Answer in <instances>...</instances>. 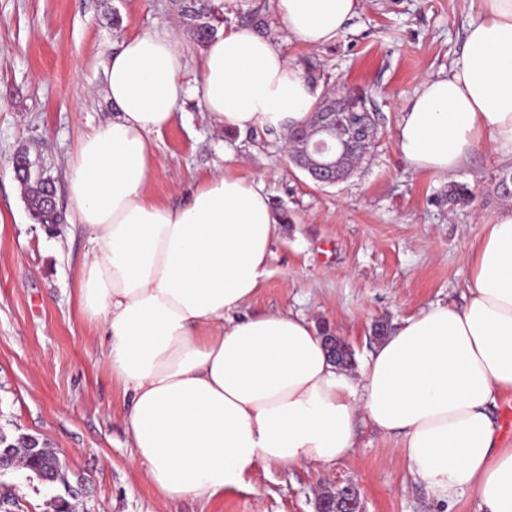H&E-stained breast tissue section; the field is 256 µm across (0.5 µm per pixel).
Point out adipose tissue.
I'll return each instance as SVG.
<instances>
[{"mask_svg":"<svg viewBox=\"0 0 512 512\" xmlns=\"http://www.w3.org/2000/svg\"><path fill=\"white\" fill-rule=\"evenodd\" d=\"M359 0H278L289 36L322 47ZM184 44L169 30L121 41L105 94L116 113L67 162L74 218L88 234L81 315L107 338L104 361L129 397L132 461L164 497L211 500L256 464L331 467L359 422L401 439L438 500L473 493L483 512H512V448L492 408L512 394V206L466 262L462 303L405 318L356 372L328 357L299 314H247L277 236L263 182L214 173L170 206L148 190L151 136L187 101L224 129L304 125L320 90L273 38L234 27L200 49L184 82ZM512 156V0H480L461 56L426 77L401 111L396 146L416 171L447 176L479 146Z\"/></svg>","mask_w":512,"mask_h":512,"instance_id":"obj_1","label":"adipose tissue"}]
</instances>
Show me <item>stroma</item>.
Returning a JSON list of instances; mask_svg holds the SVG:
<instances>
[{"label": "stroma", "mask_w": 512, "mask_h": 512, "mask_svg": "<svg viewBox=\"0 0 512 512\" xmlns=\"http://www.w3.org/2000/svg\"><path fill=\"white\" fill-rule=\"evenodd\" d=\"M268 33L288 59L332 73L334 89H360L379 117L356 172L316 185L284 152L285 132L229 133L191 99L154 139L159 163L149 190L181 204L190 185L219 170L263 179L274 211H287L248 313H302L343 338L355 362L374 351L376 323L395 327L422 308L461 302L465 256L506 205L498 184L512 160L474 150L451 176L407 169L396 148L400 112L424 77L448 72L477 0H361L336 39L317 50L287 39L276 0ZM178 27L187 81L199 77V46L173 0H0V432L60 449L65 479L46 484L23 469L0 473L11 512H315L318 493L355 485L363 512H481L473 495L446 507L415 478L397 437L359 423L352 455L333 466L257 465L243 486L210 501H172L131 463L121 420L123 389L102 360L106 339L79 312L77 274L87 236L74 220L65 161L81 136L111 120L105 67L113 46L146 29ZM28 152L56 185L65 222L52 236L35 223L12 159ZM470 195L448 203L449 186Z\"/></svg>", "instance_id": "1"}]
</instances>
